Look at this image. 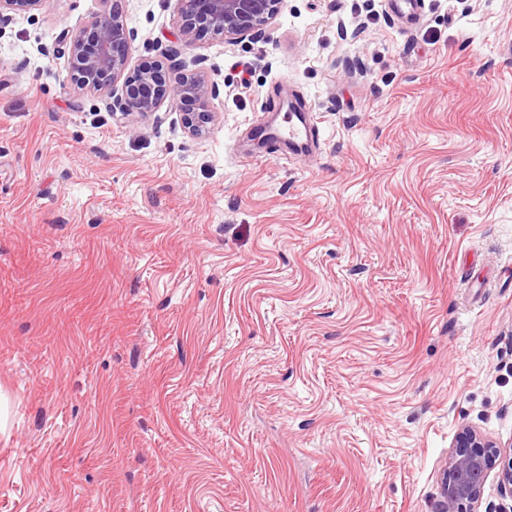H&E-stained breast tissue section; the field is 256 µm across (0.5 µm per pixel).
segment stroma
Returning <instances> with one entry per match:
<instances>
[{
	"mask_svg": "<svg viewBox=\"0 0 512 512\" xmlns=\"http://www.w3.org/2000/svg\"><path fill=\"white\" fill-rule=\"evenodd\" d=\"M118 5L129 69L215 117L71 80L108 0L0 31V512H440L461 427L512 442V0L190 45L177 0ZM288 103L309 158L251 137ZM211 89L194 77H186L177 86L167 84L156 66L142 65L137 74L124 82L123 96L112 100V109L134 110L137 114L155 112L167 99L189 103L191 109L183 112V123L193 135H201L213 121L214 113L208 112L206 103Z\"/></svg>",
	"mask_w": 512,
	"mask_h": 512,
	"instance_id": "35a3bbf8",
	"label": "stroma"
}]
</instances>
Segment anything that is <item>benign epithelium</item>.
Returning <instances> with one entry per match:
<instances>
[{
	"instance_id": "obj_1",
	"label": "benign epithelium",
	"mask_w": 512,
	"mask_h": 512,
	"mask_svg": "<svg viewBox=\"0 0 512 512\" xmlns=\"http://www.w3.org/2000/svg\"><path fill=\"white\" fill-rule=\"evenodd\" d=\"M42 0H0V30L14 14L28 13ZM179 30L187 42L220 37L239 42L262 30L278 13L281 0H178ZM133 32L114 9L93 18L75 33L63 31L58 44L68 52L72 78L82 88L111 96L110 87L125 72ZM209 87L187 77L171 86L160 69L142 65L124 82L123 96L112 106L140 115L156 111L166 100L186 102L183 123L200 135L214 115L206 109ZM497 471L502 492L512 497V443L505 446L464 426L455 435L442 483V512H478L489 474Z\"/></svg>"
}]
</instances>
